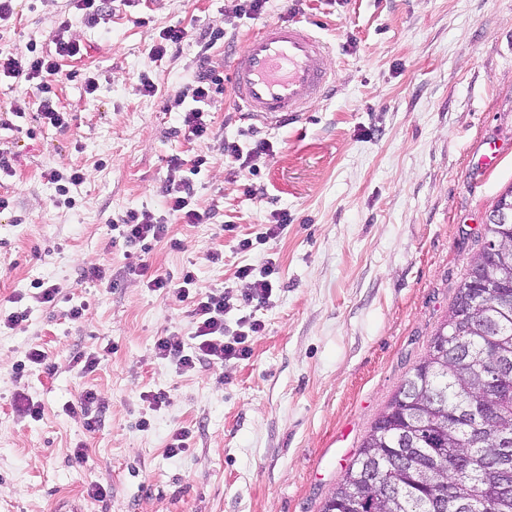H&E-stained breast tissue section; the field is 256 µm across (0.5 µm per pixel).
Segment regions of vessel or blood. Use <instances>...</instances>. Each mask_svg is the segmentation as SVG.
I'll list each match as a JSON object with an SVG mask.
<instances>
[{
	"instance_id": "vessel-or-blood-1",
	"label": "vessel or blood",
	"mask_w": 512,
	"mask_h": 512,
	"mask_svg": "<svg viewBox=\"0 0 512 512\" xmlns=\"http://www.w3.org/2000/svg\"><path fill=\"white\" fill-rule=\"evenodd\" d=\"M327 43L303 25L264 24L251 35L230 71L233 101L256 118L281 121L298 116L325 97L333 69Z\"/></svg>"
}]
</instances>
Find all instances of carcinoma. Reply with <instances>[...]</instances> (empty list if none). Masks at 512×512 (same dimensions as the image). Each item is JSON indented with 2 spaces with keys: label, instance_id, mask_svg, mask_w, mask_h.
Masks as SVG:
<instances>
[{
  "label": "carcinoma",
  "instance_id": "cac0c4a2",
  "mask_svg": "<svg viewBox=\"0 0 512 512\" xmlns=\"http://www.w3.org/2000/svg\"><path fill=\"white\" fill-rule=\"evenodd\" d=\"M496 237L505 244L507 258L490 278L512 284V223L485 227V238ZM487 308L467 312L469 293L460 287L447 318L432 337L429 351L412 369L420 382V392L410 397L409 411L393 412L404 397V386L394 392L387 409L363 439L356 459L323 505L328 512H354L353 504L371 501L368 512H430L432 502L447 496L448 482L457 483L461 495L475 503L486 502L492 512H512V480H501L490 469L500 459L494 446L500 434L512 437V384L490 388L485 382L487 364L495 357L512 358V312L500 303L499 288H488ZM463 343L470 356L463 363L442 354L450 345ZM484 407L490 422L474 426L460 417L465 406ZM413 437L406 464L384 468V480L400 487L393 498H383L377 488L359 480L364 460L375 456L389 461L398 447V437ZM462 457L467 464L456 469L453 461Z\"/></svg>",
  "mask_w": 512,
  "mask_h": 512
}]
</instances>
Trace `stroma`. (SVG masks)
Here are the masks:
<instances>
[{
    "label": "stroma",
    "mask_w": 512,
    "mask_h": 512,
    "mask_svg": "<svg viewBox=\"0 0 512 512\" xmlns=\"http://www.w3.org/2000/svg\"><path fill=\"white\" fill-rule=\"evenodd\" d=\"M239 2L128 0L93 24L70 0H16L0 20L2 53L52 50L66 19L83 48L52 82L67 128L40 119L36 82L0 80V153L14 169L0 177V512H320L427 352L512 186V0H268L255 18ZM278 20L329 45V95L269 125L242 115L223 81L208 136L186 137L173 103L204 38L223 30L208 57L225 78L246 38ZM169 27L189 36L154 57ZM259 139L269 156L245 169L225 159V143L247 154ZM494 148L498 161L483 164ZM199 155L204 219L183 224L163 193L168 164ZM74 168L85 180L66 204L45 173ZM133 210L167 224L166 238L126 245L112 226ZM282 212L287 229L259 240ZM245 265L274 268L266 303L245 301ZM93 267L102 279L86 277ZM187 268L198 289L234 295L227 333L261 322L248 359L183 372L159 358L156 341L189 339L194 323L188 302L148 281ZM38 280L57 288L53 303ZM17 310L27 319L8 323ZM35 349L46 365L28 362ZM89 354L100 363L85 373ZM159 389L168 398L154 410L142 395ZM89 390L104 403L93 431L79 408ZM20 395L40 418L18 409ZM181 429L190 447L170 453Z\"/></svg>",
    "instance_id": "35a3bbf8"
}]
</instances>
